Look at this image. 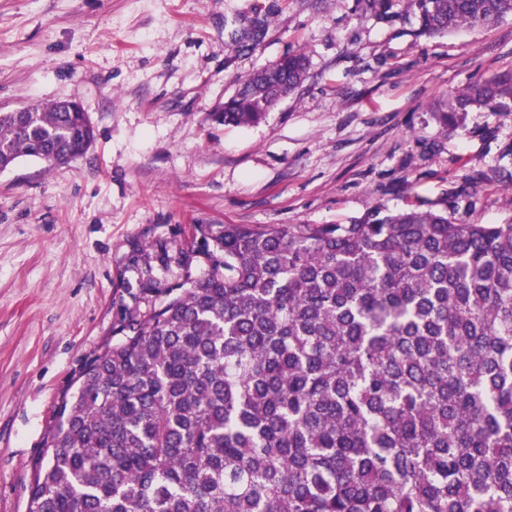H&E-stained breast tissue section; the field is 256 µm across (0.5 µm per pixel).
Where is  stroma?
Returning <instances> with one entry per match:
<instances>
[{
    "mask_svg": "<svg viewBox=\"0 0 512 512\" xmlns=\"http://www.w3.org/2000/svg\"><path fill=\"white\" fill-rule=\"evenodd\" d=\"M248 0H0V112L68 99L96 131L68 164L0 171V512H26L44 443L113 325L200 276L198 224H347L447 200L512 221V112L440 123L455 92L512 70V17L445 36L409 12L291 0L251 54L224 18ZM309 77L264 121L213 119L288 50Z\"/></svg>",
    "mask_w": 512,
    "mask_h": 512,
    "instance_id": "1",
    "label": "stroma"
}]
</instances>
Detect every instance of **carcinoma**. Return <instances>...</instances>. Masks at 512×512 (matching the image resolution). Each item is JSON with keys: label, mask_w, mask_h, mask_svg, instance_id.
<instances>
[{"label": "carcinoma", "mask_w": 512, "mask_h": 512, "mask_svg": "<svg viewBox=\"0 0 512 512\" xmlns=\"http://www.w3.org/2000/svg\"><path fill=\"white\" fill-rule=\"evenodd\" d=\"M290 0L224 19L239 54ZM395 0H356L393 19ZM423 34L512 16V0H407ZM289 51L224 101L262 121L306 79ZM512 112V72L438 119ZM0 112V170L51 167L95 139L75 102ZM202 276L146 289L63 401L28 512H512V222L448 201L349 224H200Z\"/></svg>", "instance_id": "carcinoma-1"}]
</instances>
